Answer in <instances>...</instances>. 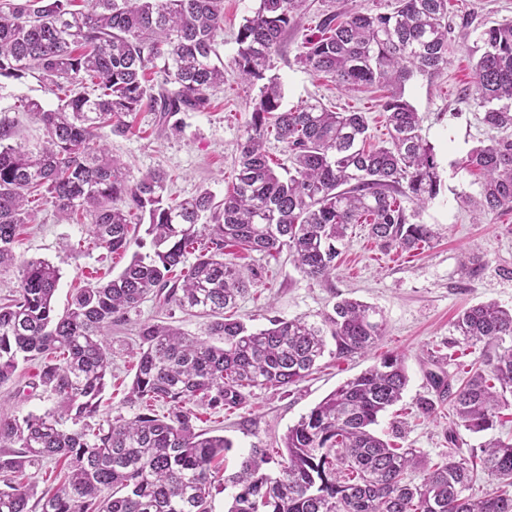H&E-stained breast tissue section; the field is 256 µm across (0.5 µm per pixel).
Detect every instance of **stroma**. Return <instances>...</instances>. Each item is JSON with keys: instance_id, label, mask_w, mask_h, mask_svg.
Returning <instances> with one entry per match:
<instances>
[{"instance_id": "1", "label": "stroma", "mask_w": 512, "mask_h": 512, "mask_svg": "<svg viewBox=\"0 0 512 512\" xmlns=\"http://www.w3.org/2000/svg\"><path fill=\"white\" fill-rule=\"evenodd\" d=\"M393 4L394 0H306L296 27L289 30L264 73L263 79L281 83L284 108L316 99L336 112H362L368 118L371 143L386 141L383 104L390 89L341 91L330 79L305 69L297 57L305 36L315 32L323 15L387 12ZM258 6L259 0H224V27L216 40L224 83L213 92L209 110L183 113L178 130L162 132L154 113L145 109L136 113L125 134H105V144L131 177L164 171L170 177L166 195L177 200L205 189L220 201L231 190L239 145L263 81L240 78L233 64L236 35ZM506 19L512 20V0H448V20L454 29L448 67L434 75H415L404 86V97L418 112L422 133L439 163V196L420 210L413 203L405 205L407 211H419L420 223L432 226L436 236L430 244L411 252L384 251L370 237L367 225H354L341 249L336 275L326 281L305 277L284 251L269 256L225 248V260L258 273L256 285L239 300L234 313L250 328L264 329L273 320L297 317L318 322L344 298L376 307L386 323L385 336L370 353L344 360L324 356L306 380L278 391L253 389L245 404L236 408L196 407V429L232 443L223 462L227 472H234L251 448H280L288 428L302 415L387 354L402 357L409 382L402 399L380 417L378 434L432 461L447 454L451 407L438 403L436 414L427 418L418 411L417 401L434 397L431 374L459 375L482 354L479 344L448 348L458 312L485 302L512 306V278L501 273L502 268H512V210L487 216L473 211L464 197L478 195L480 178L456 165L488 135L483 111L470 95L473 65L481 53V31ZM27 98L48 109L58 103L37 75L19 80L0 77V111L14 120L17 142L33 150L41 145L43 130L21 107ZM29 208L32 222L18 236L14 250L19 261L46 260L59 267L56 312L67 309L77 288L108 281L129 262V254H111L95 245L88 219L62 222L53 206L39 201ZM475 263L480 270L473 276L469 269ZM160 321L189 336L206 333V318L159 307L152 299L126 312L113 324L109 337L112 375L102 407L112 417L131 420L141 414V407L126 398L139 358L137 332L143 324ZM39 368L36 360L20 363L14 377L0 385V405L8 414L20 418L54 408L53 397L36 384Z\"/></svg>"}]
</instances>
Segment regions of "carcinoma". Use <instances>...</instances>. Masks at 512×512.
<instances>
[{
    "label": "carcinoma",
    "instance_id": "carcinoma-1",
    "mask_svg": "<svg viewBox=\"0 0 512 512\" xmlns=\"http://www.w3.org/2000/svg\"><path fill=\"white\" fill-rule=\"evenodd\" d=\"M74 2L0 3V76L36 71L49 90L64 92L55 109L22 102L44 131L36 152L12 142L15 122L0 118V271L16 265L13 245L30 222L33 192L66 219L88 217L95 244L111 253L142 244L130 236L132 220H148L153 253L136 251L112 280L77 289L60 316L53 306L60 270L47 261L21 264L15 289L0 303V385L19 361L40 359L39 383L56 408L22 418L0 412V512H212L216 464L231 442L196 432L189 404L241 406L254 388L305 380L330 340V354L347 359L384 336L378 311L350 299L319 324L300 317L251 330L226 310L256 285L257 273L225 261L224 248L270 256L286 248L304 276L325 281L352 224H367L388 251L417 250L434 238L431 225L410 222L402 206L407 199L421 209L441 189L434 146L403 87L449 64L448 0H395L387 12L354 11L340 21L325 15L298 62L340 90L394 87L383 104L389 141L365 148L363 112H336L319 101L283 109L282 87L271 79L251 112L233 189L219 204L207 190L166 197L162 172L130 180L98 139L106 127L125 134V118L145 104L163 128L181 112L211 107L212 90L224 83V63L212 61L224 0H86L85 11ZM304 3L260 0L236 36L234 66L243 78H264ZM480 40L472 98L491 134L459 166L483 175L479 196L467 200L489 215L512 209V21L484 29ZM158 60L173 88L155 92L145 75ZM271 136L288 151L283 174L265 149ZM118 199L124 207L114 206ZM149 297L207 317V337L143 325L127 399L174 411L113 418L101 410L111 374L108 331L116 314ZM453 328L448 347L482 342L483 354L456 386L443 374L430 380L459 425L485 432L512 396V308L471 306ZM407 385L394 354L345 381L288 428L277 471L264 468L267 449L253 448L224 477L235 488L227 512H512V443L492 440L466 457L450 449L429 465L376 433L379 416ZM48 459L63 463V477L40 493L31 470ZM480 471L497 484L474 500L466 492Z\"/></svg>",
    "mask_w": 512,
    "mask_h": 512
}]
</instances>
